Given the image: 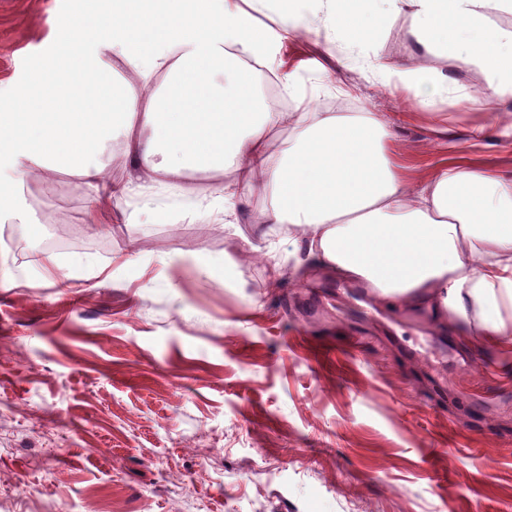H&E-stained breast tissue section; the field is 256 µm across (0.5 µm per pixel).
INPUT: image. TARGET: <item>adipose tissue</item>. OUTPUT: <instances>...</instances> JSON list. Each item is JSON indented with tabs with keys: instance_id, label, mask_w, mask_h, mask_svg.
Here are the masks:
<instances>
[{
	"instance_id": "1",
	"label": "adipose tissue",
	"mask_w": 512,
	"mask_h": 512,
	"mask_svg": "<svg viewBox=\"0 0 512 512\" xmlns=\"http://www.w3.org/2000/svg\"><path fill=\"white\" fill-rule=\"evenodd\" d=\"M320 2L337 39L377 42L381 18L403 20L422 50L446 47L485 74L490 110L512 101V31L487 21L512 0ZM309 25L304 0H100L53 22L51 47L0 106V220L14 214V188L42 170L71 178L92 224L106 196L117 224L176 207L230 226L258 193L260 238L288 227L314 263L366 281L381 301L478 320L488 343L511 348L512 178L451 163L412 182L380 117L313 112L302 99L270 149L284 115L256 95L251 64ZM376 70L419 108L448 95L447 81H416L415 65ZM116 129L130 171L119 183L107 171ZM227 169L236 177L226 184L191 179Z\"/></svg>"
}]
</instances>
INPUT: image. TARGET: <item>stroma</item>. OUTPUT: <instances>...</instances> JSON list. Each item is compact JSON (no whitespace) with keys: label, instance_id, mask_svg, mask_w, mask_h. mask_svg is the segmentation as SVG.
Wrapping results in <instances>:
<instances>
[{"label":"stroma","instance_id":"1","mask_svg":"<svg viewBox=\"0 0 512 512\" xmlns=\"http://www.w3.org/2000/svg\"><path fill=\"white\" fill-rule=\"evenodd\" d=\"M91 5L0 0L1 101L51 19ZM411 51L403 22L351 50L319 20L269 58L315 111L381 116L414 181L451 161L512 177L480 70L422 55L420 79L467 97L419 110L361 64ZM16 193L27 223L0 222V512H512V350L251 239L255 197L234 229L89 224L59 173ZM58 218L80 240L55 253L63 281L43 275Z\"/></svg>","mask_w":512,"mask_h":512}]
</instances>
